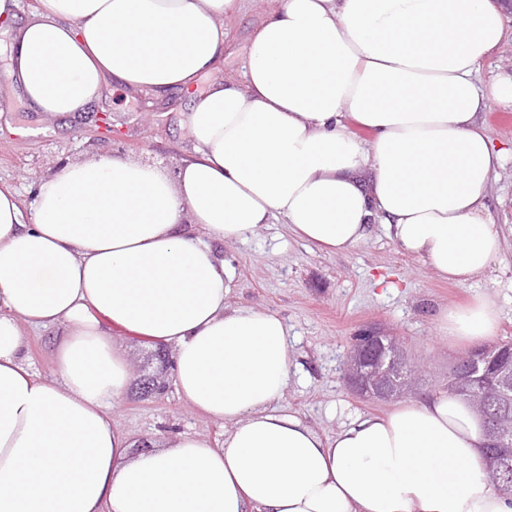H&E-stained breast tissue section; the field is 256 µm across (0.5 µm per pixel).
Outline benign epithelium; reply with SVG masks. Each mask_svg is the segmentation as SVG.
<instances>
[{
	"mask_svg": "<svg viewBox=\"0 0 512 512\" xmlns=\"http://www.w3.org/2000/svg\"><path fill=\"white\" fill-rule=\"evenodd\" d=\"M401 364V350L396 337L381 327L369 325L355 337L349 351L344 377L353 390L370 399L388 400L400 395L391 385L388 369ZM491 397L499 407H512V373H500Z\"/></svg>",
	"mask_w": 512,
	"mask_h": 512,
	"instance_id": "benign-epithelium-1",
	"label": "benign epithelium"
}]
</instances>
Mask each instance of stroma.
I'll list each match as a JSON object with an SVG mask.
<instances>
[{
    "label": "stroma",
    "instance_id": "obj_1",
    "mask_svg": "<svg viewBox=\"0 0 512 512\" xmlns=\"http://www.w3.org/2000/svg\"><path fill=\"white\" fill-rule=\"evenodd\" d=\"M278 0H244L240 12L225 16L227 38L217 71L200 76L196 94L214 81H241L252 30ZM7 44H0V183L15 188L26 212L34 210L33 192L62 163L95 155H118L175 172L192 156L194 142L186 113L190 100L172 91L105 85L84 111L56 116L30 109L10 91L4 72ZM489 135L505 152L502 169L488 191V206L503 234V255L491 271L466 286L440 278L422 260L404 253L381 229L346 254H327L291 235L280 223L261 225L246 240L219 246L235 275L228 303L277 313L288 325L291 381L283 404L319 433L330 436L360 414L383 415L394 402L360 399L343 374L352 336L377 323L397 336L415 371L416 393L448 390V367L462 351L439 342L441 308L482 294L500 305L497 340L512 339V105L488 101L481 115ZM58 329H25L22 342L35 374L54 370L52 346ZM135 375L150 374L163 391L141 399L126 393L112 412L113 425L133 442L178 434L199 435L212 445L224 440L226 426L194 411L178 394L171 362L154 357L155 348L116 331Z\"/></svg>",
    "mask_w": 512,
    "mask_h": 512
}]
</instances>
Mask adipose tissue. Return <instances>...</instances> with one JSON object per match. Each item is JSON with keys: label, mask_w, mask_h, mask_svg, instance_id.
Returning a JSON list of instances; mask_svg holds the SVG:
<instances>
[{"label": "adipose tissue", "mask_w": 512, "mask_h": 512, "mask_svg": "<svg viewBox=\"0 0 512 512\" xmlns=\"http://www.w3.org/2000/svg\"><path fill=\"white\" fill-rule=\"evenodd\" d=\"M241 3L41 0L21 24L20 0H0L17 30L8 75L54 115L108 81L189 92ZM510 37L507 0H279L243 82L194 97V155L176 176L119 156L69 162L37 185L30 217L0 186V512H512L460 395L331 436L281 410L288 327L227 306L233 269L215 249L280 218L345 254L379 226L450 283L485 275L502 251L486 199L504 153L480 114L512 104V76L476 73ZM499 321L477 295L442 309L438 333L477 346ZM26 325L63 333L51 376L27 362ZM115 330L173 347L178 392L230 425L220 447L180 434L132 452L112 420L133 379Z\"/></svg>", "instance_id": "obj_1"}]
</instances>
